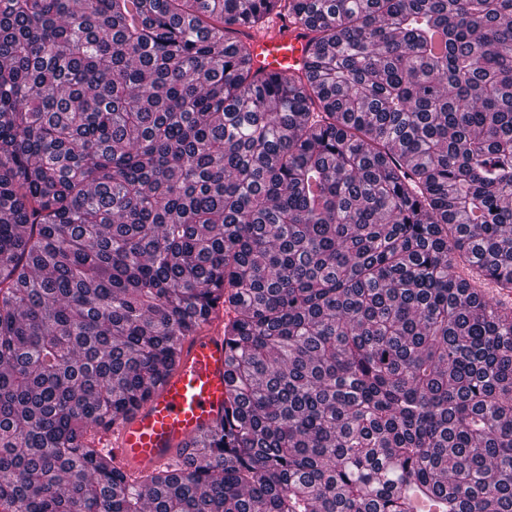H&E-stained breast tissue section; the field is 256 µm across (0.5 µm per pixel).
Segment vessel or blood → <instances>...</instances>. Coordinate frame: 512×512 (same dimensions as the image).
Instances as JSON below:
<instances>
[{
	"mask_svg": "<svg viewBox=\"0 0 512 512\" xmlns=\"http://www.w3.org/2000/svg\"><path fill=\"white\" fill-rule=\"evenodd\" d=\"M307 43L304 28L276 21L271 35L254 39L258 65L268 74L301 71ZM230 389L223 331H201L183 342L179 367L104 435L103 451L132 477L169 466L177 453L195 455L196 437L223 417Z\"/></svg>",
	"mask_w": 512,
	"mask_h": 512,
	"instance_id": "1",
	"label": "vessel or blood"
}]
</instances>
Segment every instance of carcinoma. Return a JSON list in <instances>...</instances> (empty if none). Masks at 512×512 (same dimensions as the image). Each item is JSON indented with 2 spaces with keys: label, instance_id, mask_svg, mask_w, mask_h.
<instances>
[{
  "label": "carcinoma",
  "instance_id": "cac0c4a2",
  "mask_svg": "<svg viewBox=\"0 0 512 512\" xmlns=\"http://www.w3.org/2000/svg\"><path fill=\"white\" fill-rule=\"evenodd\" d=\"M220 309L208 455L131 482ZM0 508L512 512V0H0ZM308 31L297 24L277 19L271 36L254 37L257 67L266 74L284 70L300 72L307 56ZM227 371L221 327L187 338L179 367L104 435L100 449L131 477L168 467L178 450L196 456L195 438L224 417L231 389Z\"/></svg>",
  "mask_w": 512,
  "mask_h": 512
}]
</instances>
